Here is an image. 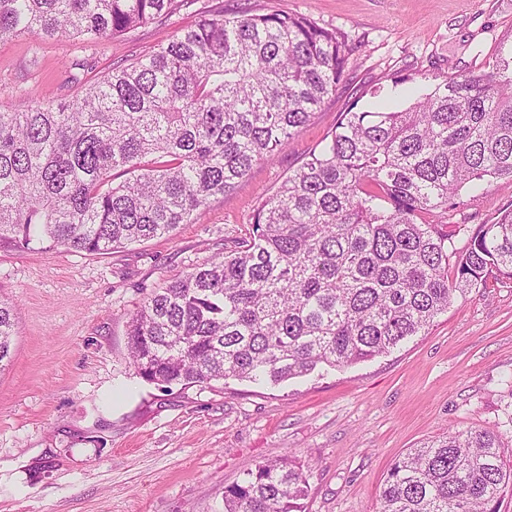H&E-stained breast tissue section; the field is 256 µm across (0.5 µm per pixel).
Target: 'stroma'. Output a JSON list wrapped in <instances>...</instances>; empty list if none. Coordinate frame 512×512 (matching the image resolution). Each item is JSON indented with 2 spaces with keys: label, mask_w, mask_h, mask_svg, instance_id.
<instances>
[{
  "label": "stroma",
  "mask_w": 512,
  "mask_h": 512,
  "mask_svg": "<svg viewBox=\"0 0 512 512\" xmlns=\"http://www.w3.org/2000/svg\"><path fill=\"white\" fill-rule=\"evenodd\" d=\"M204 9L282 11L334 30L356 53L349 76L273 161L253 166L173 236L89 254L0 246V299L16 309L0 370V512H224L225 490L289 454L309 472L304 512H375L390 464L472 428L502 437L512 462V288L456 298L423 335L389 354L278 385L148 383L126 324L153 289L236 248L258 203L319 150L341 113L392 86L427 88L483 71L512 41V0H194L101 43L0 39V108L71 100L112 67L171 40ZM512 205V180L462 194L448 221L468 229Z\"/></svg>",
  "instance_id": "stroma-1"
}]
</instances>
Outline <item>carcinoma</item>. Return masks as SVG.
<instances>
[{"mask_svg": "<svg viewBox=\"0 0 512 512\" xmlns=\"http://www.w3.org/2000/svg\"><path fill=\"white\" fill-rule=\"evenodd\" d=\"M188 0H0V38L97 43ZM355 48L290 13L205 11L68 102L0 109V244L104 253L175 231L272 160L347 78ZM512 179V44L402 110L344 112L261 201L237 249L150 293L127 324L147 382L280 384L397 348L458 296L512 284V207L455 245L462 190ZM14 310L0 301V369ZM500 436L448 433L395 460L378 512H497ZM301 465L268 461L226 512H302Z\"/></svg>", "mask_w": 512, "mask_h": 512, "instance_id": "obj_1", "label": "carcinoma"}]
</instances>
